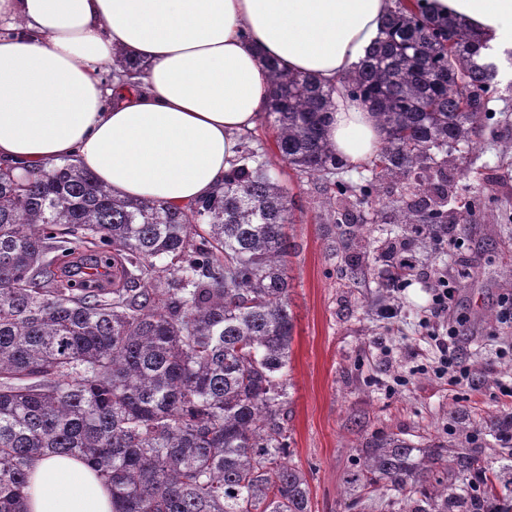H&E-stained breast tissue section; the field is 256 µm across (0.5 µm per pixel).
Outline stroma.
Listing matches in <instances>:
<instances>
[{
	"label": "stroma",
	"instance_id": "stroma-1",
	"mask_svg": "<svg viewBox=\"0 0 512 512\" xmlns=\"http://www.w3.org/2000/svg\"><path fill=\"white\" fill-rule=\"evenodd\" d=\"M476 152L464 178L460 153L448 158L459 203H477L468 230L454 231L452 243L439 246L416 238L413 275L406 288L390 292L373 275L348 279L344 230L323 207L318 184L272 162L299 208L297 252L288 266L295 315L290 460L308 479L312 512H344L346 477L367 435L443 436L455 406L485 416L512 412L504 394L512 388V324L499 318L508 295L502 283L512 276V124L487 121ZM461 268L467 279H458ZM439 275L456 292L436 315L430 284ZM387 306L397 308V318H381ZM453 325L477 380L472 388L434 372L440 353L433 336Z\"/></svg>",
	"mask_w": 512,
	"mask_h": 512
}]
</instances>
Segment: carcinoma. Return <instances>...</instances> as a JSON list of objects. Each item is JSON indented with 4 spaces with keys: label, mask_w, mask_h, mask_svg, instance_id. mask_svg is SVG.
Here are the masks:
<instances>
[{
    "label": "carcinoma",
    "mask_w": 512,
    "mask_h": 512,
    "mask_svg": "<svg viewBox=\"0 0 512 512\" xmlns=\"http://www.w3.org/2000/svg\"><path fill=\"white\" fill-rule=\"evenodd\" d=\"M482 38L425 0L396 3L344 96L383 141L354 184L324 127L334 89L267 64L277 156L320 181L336 223L350 200L437 241L448 189L427 183L472 150L498 98ZM264 148L243 147L216 194L174 207L118 196L73 163L17 179L0 169V512H27L34 463L78 457L112 486L113 512H311L289 460L295 317L292 202ZM367 232L349 233L350 278L369 275ZM498 442L497 466L484 432ZM346 512L391 494L398 512H512V413L453 418L451 439L364 438Z\"/></svg>",
    "instance_id": "cac0c4a2"
}]
</instances>
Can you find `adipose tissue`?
Instances as JSON below:
<instances>
[{"label": "adipose tissue", "instance_id": "adipose-tissue-1", "mask_svg": "<svg viewBox=\"0 0 512 512\" xmlns=\"http://www.w3.org/2000/svg\"><path fill=\"white\" fill-rule=\"evenodd\" d=\"M393 0H0V168L21 177L72 161L114 194L183 206L215 193L271 87L264 60L333 83L364 59ZM463 19L494 59L512 50V0H427ZM131 83L101 78L114 51ZM325 135L348 164L381 130L336 97ZM27 512H112L83 460L48 457Z\"/></svg>", "mask_w": 512, "mask_h": 512}]
</instances>
